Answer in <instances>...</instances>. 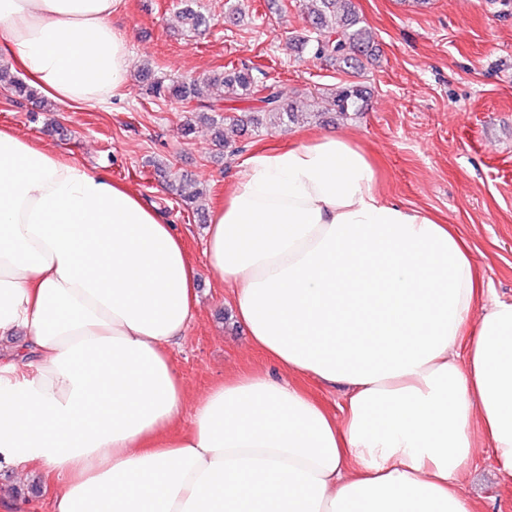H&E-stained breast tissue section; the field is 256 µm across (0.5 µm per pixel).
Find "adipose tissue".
<instances>
[{"mask_svg":"<svg viewBox=\"0 0 512 512\" xmlns=\"http://www.w3.org/2000/svg\"><path fill=\"white\" fill-rule=\"evenodd\" d=\"M119 0H0V48L69 105L109 108L131 65ZM208 267L269 360L342 386L338 413L261 371L182 428L169 348L199 274L126 186L0 127V462L53 512H478L473 425L512 478V301L452 224L384 198L334 133L245 156Z\"/></svg>","mask_w":512,"mask_h":512,"instance_id":"1","label":"adipose tissue"}]
</instances>
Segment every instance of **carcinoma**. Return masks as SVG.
Instances as JSON below:
<instances>
[{"label":"carcinoma","mask_w":512,"mask_h":512,"mask_svg":"<svg viewBox=\"0 0 512 512\" xmlns=\"http://www.w3.org/2000/svg\"><path fill=\"white\" fill-rule=\"evenodd\" d=\"M308 14L312 30L299 38V43L310 57L323 60L346 74L361 68L362 58L371 57V38L366 28L360 25L353 0H308ZM152 75L149 67L141 70L142 80L150 83L156 97L197 102V118L216 127L215 146L228 156L235 155L238 149L224 140V131L220 129L224 125V101L260 93L261 107L247 120L253 126H261L267 119L270 125L280 127L294 122L296 118L293 106L296 89L285 82L261 85L253 69L247 66L235 68L226 75L177 81L167 86ZM216 82L224 86L221 98L208 95L209 87ZM0 86L23 99L37 98V90L17 78L7 67H0ZM365 99V88L351 81L337 90L332 104L337 116L343 119L362 111Z\"/></svg>","instance_id":"cac0c4a2"}]
</instances>
